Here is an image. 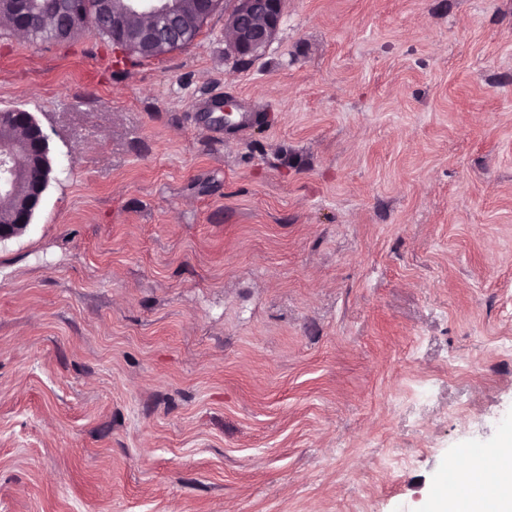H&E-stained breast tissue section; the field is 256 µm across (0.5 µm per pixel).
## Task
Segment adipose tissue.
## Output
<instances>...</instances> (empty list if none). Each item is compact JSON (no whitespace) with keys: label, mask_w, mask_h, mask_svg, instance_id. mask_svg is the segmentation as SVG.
Here are the masks:
<instances>
[{"label":"adipose tissue","mask_w":512,"mask_h":512,"mask_svg":"<svg viewBox=\"0 0 512 512\" xmlns=\"http://www.w3.org/2000/svg\"><path fill=\"white\" fill-rule=\"evenodd\" d=\"M478 454V449L468 450L456 468L469 483L467 495L436 497L432 512H512V467L479 464Z\"/></svg>","instance_id":"adipose-tissue-1"}]
</instances>
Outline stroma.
<instances>
[{"mask_svg":"<svg viewBox=\"0 0 512 512\" xmlns=\"http://www.w3.org/2000/svg\"><path fill=\"white\" fill-rule=\"evenodd\" d=\"M250 113L225 129L215 101ZM56 162L0 243V512H426L512 426V0H286L124 66L0 24ZM285 2L233 0V7L226 14V25L232 32L230 41L238 56H256L274 39Z\"/></svg>","mask_w":512,"mask_h":512,"instance_id":"obj_1","label":"stroma"}]
</instances>
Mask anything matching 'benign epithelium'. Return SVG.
<instances>
[{"label":"benign epithelium","mask_w":512,"mask_h":512,"mask_svg":"<svg viewBox=\"0 0 512 512\" xmlns=\"http://www.w3.org/2000/svg\"><path fill=\"white\" fill-rule=\"evenodd\" d=\"M146 18L182 19L178 0H130ZM223 0H197V10L185 28V33L198 36L207 20L221 7ZM285 0H233L232 9L226 14V25L232 32L233 51L240 57L259 54L275 37L283 15ZM161 40L154 24H148L137 34L125 30L121 18L112 17V50L118 57L142 59L132 52L133 47ZM16 119L29 131L27 161L43 164L49 161L48 137L35 117L21 109L1 111ZM19 172L17 155L13 147L0 142V194L10 191ZM48 189V184L38 186L26 206L9 220L0 222V242L22 234L34 219Z\"/></svg>","instance_id":"benign-epithelium-1"}]
</instances>
